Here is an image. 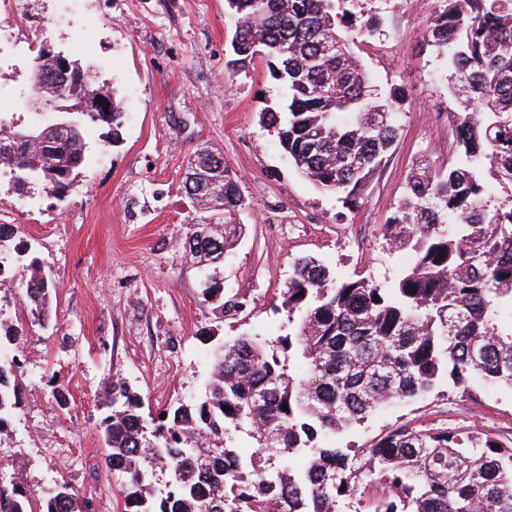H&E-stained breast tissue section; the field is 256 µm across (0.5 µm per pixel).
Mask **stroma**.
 <instances>
[{
    "mask_svg": "<svg viewBox=\"0 0 512 512\" xmlns=\"http://www.w3.org/2000/svg\"><path fill=\"white\" fill-rule=\"evenodd\" d=\"M436 0H366L378 14L375 35L353 50L380 94L401 87L399 136L356 209L317 188L294 168L259 119L284 106L287 91L264 60L230 71L225 61L235 21L225 0H84L45 43L96 65L122 98L118 144L91 137V158L77 185L55 197L0 175V224L16 229L7 255L10 287L0 288V324L21 325L22 342L0 344L19 355L10 375L17 407L0 428V478L32 498L65 484L81 512H124L123 479L105 466L104 389L127 382L152 419L177 401L204 395L217 343L288 334L282 291L296 258L313 255L339 278L394 279L408 250L380 234L403 195L412 163L453 158L448 62L427 43ZM110 18L94 31L83 15ZM84 52H76V42ZM20 46L0 48V90L30 93ZM223 155L250 206L244 237L215 272L191 257L187 234L202 213L184 188L187 161L199 149ZM38 258L55 287L47 321L34 319L21 286ZM215 275L224 296L241 302L222 313L204 301ZM448 427L512 445V390L483 386L477 399L440 382L414 400L377 408L338 431L336 445L363 450L394 428Z\"/></svg>",
    "mask_w": 512,
    "mask_h": 512,
    "instance_id": "stroma-1",
    "label": "stroma"
}]
</instances>
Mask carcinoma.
<instances>
[{"instance_id":"carcinoma-1","label":"carcinoma","mask_w":512,"mask_h":512,"mask_svg":"<svg viewBox=\"0 0 512 512\" xmlns=\"http://www.w3.org/2000/svg\"><path fill=\"white\" fill-rule=\"evenodd\" d=\"M225 2L236 19L227 67L251 64L261 47L288 90L286 106L261 109L260 121L301 174L343 195L346 208L358 207L397 140L392 106L405 96L394 87L378 101L350 50L353 33L373 35L380 18L355 10L359 0ZM437 2L427 42L452 69L458 161L420 159L382 226L384 239L413 251L412 264L379 283L338 279L319 260L298 259L282 306L299 321L280 338L281 352L247 336L220 343L204 398L167 407L151 429L142 399L126 383H110L105 461L125 475L126 512H336L337 497L357 491L369 473L393 493L373 512H512V446L497 449L491 437L400 428L368 449L366 465L330 441L380 404L414 399L444 377L472 398L479 382L512 388V0ZM327 41L336 42V53L324 57ZM34 66L48 87L43 103L76 109L82 119L31 145L14 117L0 116V166L15 172L17 184L36 181L64 193L86 165L89 127L116 143L124 113L114 89L92 80L61 99L54 85L65 73L48 54L39 53ZM102 96L112 112L89 111ZM189 174L188 194L208 223L224 225L193 229L189 253L198 264H216L243 234L234 216L248 203L218 153L197 154ZM489 179L501 195H487ZM28 268L24 297L43 321L54 285L38 260ZM202 297L227 312L241 307L224 299L213 277ZM282 354L302 371L287 368ZM15 366L14 358L0 362V427L16 408ZM240 433L257 445L248 458L234 446ZM293 456L303 461L298 471L288 466ZM159 465L172 474L160 493L150 481ZM29 498L17 483L0 484V512H78L79 496L66 485L46 491L37 511Z\"/></svg>"}]
</instances>
